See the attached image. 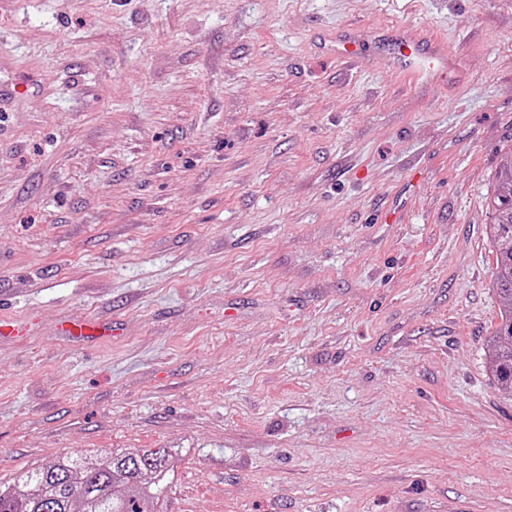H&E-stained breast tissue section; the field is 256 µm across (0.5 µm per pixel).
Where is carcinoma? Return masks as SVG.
I'll return each mask as SVG.
<instances>
[{
	"label": "carcinoma",
	"instance_id": "1",
	"mask_svg": "<svg viewBox=\"0 0 512 512\" xmlns=\"http://www.w3.org/2000/svg\"><path fill=\"white\" fill-rule=\"evenodd\" d=\"M491 211L487 237L495 267L492 290L504 301L489 336V370L512 393V157L493 178L485 199ZM182 448L114 449L61 455L52 463L0 481V512H158Z\"/></svg>",
	"mask_w": 512,
	"mask_h": 512
}]
</instances>
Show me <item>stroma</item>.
Segmentation results:
<instances>
[{"label": "stroma", "mask_w": 512, "mask_h": 512, "mask_svg": "<svg viewBox=\"0 0 512 512\" xmlns=\"http://www.w3.org/2000/svg\"><path fill=\"white\" fill-rule=\"evenodd\" d=\"M408 23L457 83L330 53ZM511 154L512 0H0V481L180 446L162 512H512ZM491 211L487 237L495 267L492 290L504 301L500 321L489 336V370L499 388L512 393V154L493 178V189L485 199Z\"/></svg>", "instance_id": "35a3bbf8"}]
</instances>
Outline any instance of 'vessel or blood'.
Segmentation results:
<instances>
[{
  "label": "vessel or blood",
  "mask_w": 512,
  "mask_h": 512,
  "mask_svg": "<svg viewBox=\"0 0 512 512\" xmlns=\"http://www.w3.org/2000/svg\"><path fill=\"white\" fill-rule=\"evenodd\" d=\"M388 46L407 68L419 70L426 80L443 84L455 77V62L447 42L411 25L401 26L391 38L379 31L358 29L337 41L333 51L338 58L358 60Z\"/></svg>",
  "instance_id": "obj_1"
}]
</instances>
